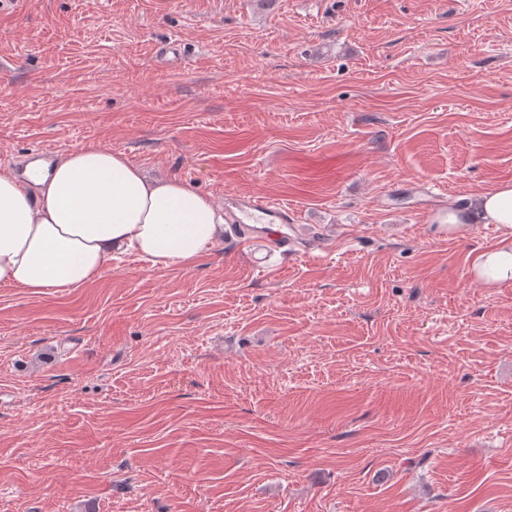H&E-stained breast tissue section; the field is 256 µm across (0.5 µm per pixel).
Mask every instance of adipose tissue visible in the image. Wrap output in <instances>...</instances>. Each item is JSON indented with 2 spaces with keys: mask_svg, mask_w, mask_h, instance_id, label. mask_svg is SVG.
Here are the masks:
<instances>
[{
  "mask_svg": "<svg viewBox=\"0 0 512 512\" xmlns=\"http://www.w3.org/2000/svg\"><path fill=\"white\" fill-rule=\"evenodd\" d=\"M474 218L502 231L476 256L475 281L512 285V182L481 194ZM223 222L211 197L176 177L148 178L107 148L73 149L26 181L0 166V285L80 288L127 252L157 269L188 266L214 246Z\"/></svg>",
  "mask_w": 512,
  "mask_h": 512,
  "instance_id": "1",
  "label": "adipose tissue"
}]
</instances>
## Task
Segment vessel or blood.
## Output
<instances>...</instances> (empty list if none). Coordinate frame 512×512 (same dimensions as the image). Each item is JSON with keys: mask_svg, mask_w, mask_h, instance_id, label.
Segmentation results:
<instances>
[{"mask_svg": "<svg viewBox=\"0 0 512 512\" xmlns=\"http://www.w3.org/2000/svg\"><path fill=\"white\" fill-rule=\"evenodd\" d=\"M437 192L427 189L418 212L432 224L445 223L447 207L437 205ZM295 211L288 205L270 201L262 195L228 196L224 199V222L235 233L238 251L248 253L254 270L265 272L272 268L275 255L290 253L291 243L285 225L297 223Z\"/></svg>", "mask_w": 512, "mask_h": 512, "instance_id": "b4317fda", "label": "vessel or blood"}]
</instances>
